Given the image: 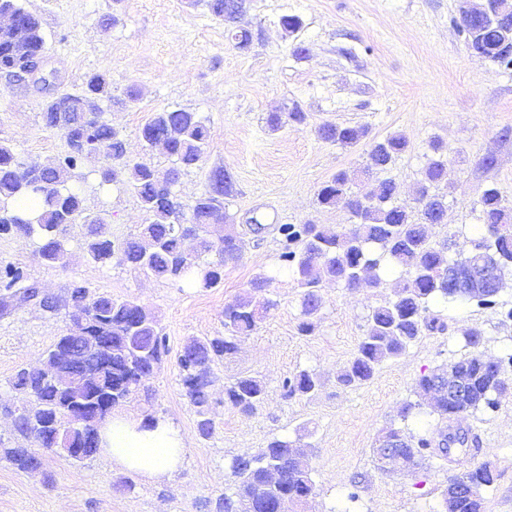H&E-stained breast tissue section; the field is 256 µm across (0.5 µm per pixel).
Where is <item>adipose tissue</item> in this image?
<instances>
[{
	"label": "adipose tissue",
	"mask_w": 512,
	"mask_h": 512,
	"mask_svg": "<svg viewBox=\"0 0 512 512\" xmlns=\"http://www.w3.org/2000/svg\"><path fill=\"white\" fill-rule=\"evenodd\" d=\"M100 448L113 470L149 479L171 477L185 456L180 429L167 418L150 421L122 412L109 416L99 428Z\"/></svg>",
	"instance_id": "obj_1"
}]
</instances>
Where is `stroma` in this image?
Masks as SVG:
<instances>
[{"label": "stroma", "instance_id": "stroma-1", "mask_svg": "<svg viewBox=\"0 0 512 512\" xmlns=\"http://www.w3.org/2000/svg\"><path fill=\"white\" fill-rule=\"evenodd\" d=\"M46 39L48 67L59 89L74 91L93 72L106 73L112 99L104 117L122 134L127 157L164 170L161 149L148 148L141 130L155 112L181 108L207 119L209 145L198 166L181 173L175 186L184 203L209 188L218 170L231 177L225 210L243 241V258L226 267L217 287L179 288L146 279L129 267L89 263L73 249L66 266H48L25 239L0 237V261L22 266L39 289L55 297L57 312L34 303L0 309V440L24 445L14 430L22 406L10 380L38 364L68 326L66 286L74 279L115 297H133L150 308L168 338L169 354L144 390L123 404L142 418L166 417L186 438L183 468L151 481L124 474L104 456L75 463L42 451L40 469L16 470L0 459V512H214L219 496L233 493L232 458L266 447L275 436L311 443L315 492L301 512H445L450 477L486 465L495 474L485 489V512H512V395L492 416L474 412L454 423L430 416L402 422L399 411L415 400L416 379L447 369L464 356L472 329L484 337L486 357L512 346V320L469 302L442 305L448 329L427 333L402 356L386 362L366 384L345 387L337 377L355 353L372 308L392 298L393 288L347 289L329 283L312 333L300 330L301 299L292 277L279 276L257 302H275L234 355L214 367L210 438L196 432V415L180 383L177 357L195 339L224 333V307L250 288L258 274L278 263L283 224H344L347 213L324 207L317 193L340 170L360 171L372 145L393 134L409 147L389 175L409 203L420 171L439 142L448 154L446 224L430 227L433 241L447 225L477 221L486 184L497 183L512 199V70L470 52L456 23L457 0H247L243 26L253 40L233 46L223 22L203 0H22ZM285 15L301 20L286 33ZM305 47L297 57L296 47ZM141 90L128 102L129 86ZM44 96L27 83L0 76V141L28 163H50L66 153L60 131L40 117ZM299 104L302 124L270 130L271 112ZM331 123L362 126L368 135L352 148L322 140ZM493 166H485V158ZM89 213L104 216L114 242L134 236L146 215L127 182L88 193ZM313 370L320 390L284 398L281 382L297 370ZM251 375L266 385V398L251 416L224 403V383ZM455 426L467 431L466 449L429 458L416 468H383L374 455L387 427L425 435ZM355 503H348V494Z\"/></svg>", "mask_w": 512, "mask_h": 512}]
</instances>
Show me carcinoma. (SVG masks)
I'll use <instances>...</instances> for the list:
<instances>
[{
	"label": "carcinoma",
	"mask_w": 512,
	"mask_h": 512,
	"mask_svg": "<svg viewBox=\"0 0 512 512\" xmlns=\"http://www.w3.org/2000/svg\"><path fill=\"white\" fill-rule=\"evenodd\" d=\"M228 0H208L211 13L235 28L233 39L240 49L252 41V32L237 26L243 11H225ZM0 10L15 15L17 25L0 28V64L12 54L28 59L45 53V38L38 18L19 0H0ZM466 43L476 55L512 69V8L503 14L491 6L485 20L457 23ZM106 74L86 76L75 92H57L45 100L41 119L46 127L60 130L68 145L67 154L49 165L25 163L13 148L0 142V234L28 240L41 261L48 265L64 262L69 254L67 227L82 223L87 233L80 245L86 259L98 266L112 260L126 265L147 278L165 280L183 287L209 289L222 280L224 268L237 265L242 247L234 225L228 223L224 196L229 194L230 177L219 170L210 177L209 189L192 204L183 203L174 190L181 172L196 166L209 141L206 119L185 109H163L143 127L142 139L153 146L163 143L172 158L164 176L146 163H130L122 135L103 117L101 103L111 101ZM307 115L298 104L286 112H271L267 124L274 130L288 123L301 124ZM319 137L345 147L357 145L366 129L356 126L323 124ZM403 135H393L376 143L369 153L364 174L375 179L373 192L356 189V177L340 170L318 191V202L341 207L349 215L347 224H283L280 227L282 252L278 268L259 274L250 282V291L224 308V335L198 340L186 346L177 358L179 377L185 395L195 408L197 431L209 437L214 429L211 410L213 366L233 355L238 339L253 332L263 311L253 303L252 293L267 290L281 272L291 274L300 289L301 331L314 329L311 318L321 308L319 290L326 282L345 288H382L390 274H399L395 298L372 309L366 331L352 359L338 381L344 386H360L370 381L379 367L403 355L425 332H444L448 328L443 314L432 305L443 301L474 302L483 308L500 309L512 319V306L498 299L499 292L476 286L477 292L459 294L448 278V266L457 263L449 256L459 227L448 228L446 240L430 241L428 225L444 223L447 206L448 158L440 143L431 145L433 155L421 171L414 205L397 201L396 184L386 173L407 151ZM99 159L101 170L109 165L124 169L134 189L147 223L139 234L122 244L112 241L104 224L85 213L81 185L88 182L86 162ZM26 198L38 205L35 211L17 207ZM480 224L474 228L473 249L464 258L470 271L479 273L503 259V268L512 272V208L495 184L487 185L478 200ZM195 239L192 253L185 248L186 237ZM35 296L30 277L14 263H0V304L26 302ZM68 305L84 316V336L67 334L46 351L44 360L57 366L58 377L46 378L36 369L22 368L11 381L25 405L15 419V429L32 440V448H0V456L17 470L27 472L40 465L36 449L51 448L56 440L72 448L82 447L93 416L103 408L126 402L151 379L169 353L167 337L158 329L152 312L135 298L115 299L97 293L82 281L67 288ZM471 352L453 361L465 395L451 401L437 397L438 381L444 375L428 373L416 381L417 402L403 405V421L419 420L424 415L454 419L479 410L496 412L502 399L512 393L507 377L512 375V350L487 359L480 351L483 335H466ZM320 388L313 371L302 369L282 381L287 398L308 397ZM263 382L240 375L224 384V402L243 416L255 413L265 397ZM384 436L400 443L409 466L431 456H446L439 447V435L416 437L391 428ZM300 440L274 438L256 455L232 459L235 483L246 490L248 500L226 494L217 501V512H290V502L314 491L309 460ZM279 475L277 485L271 473ZM467 486L445 500L446 512H485L483 491L495 481L487 466L462 474Z\"/></svg>",
	"instance_id": "1"
}]
</instances>
